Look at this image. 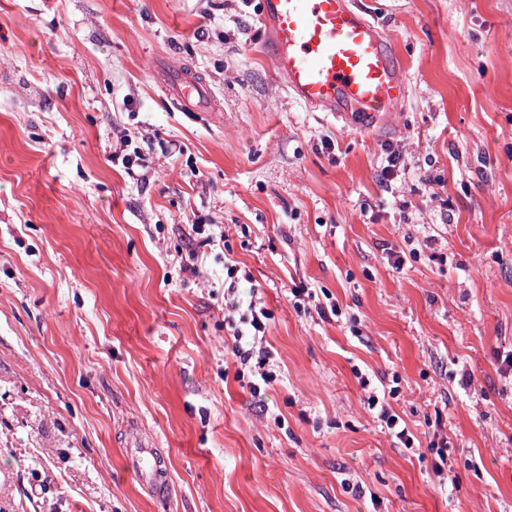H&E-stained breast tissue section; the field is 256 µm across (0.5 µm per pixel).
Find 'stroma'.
<instances>
[{"mask_svg":"<svg viewBox=\"0 0 512 512\" xmlns=\"http://www.w3.org/2000/svg\"><path fill=\"white\" fill-rule=\"evenodd\" d=\"M361 2L408 81L371 137L290 97L257 5L0 0V512H512V0ZM198 219L224 244L195 276ZM228 257L274 314L261 401L224 347ZM300 284L339 315L296 312ZM169 93L179 103L182 109H194L205 101H211L209 89L194 81H189L180 69H173L168 74ZM125 147L122 149L121 152L126 151V153L122 154H113L112 155V161L113 163L115 161L119 162V159L121 158V164L126 169L127 174L134 178L135 176H140L138 174V168L143 167V158H142V152L138 146L132 147V139L129 137V140H126ZM130 147V148H128ZM368 408L374 410L378 407V418L385 424L390 435L394 437L404 448L412 449L414 444V436L408 429L404 420L393 413L385 402V392L382 400L378 395H370L367 398ZM156 445L146 444L136 439L128 444L127 460L130 470L151 492L160 494L168 489L163 471V462Z\"/></svg>","mask_w":512,"mask_h":512,"instance_id":"obj_1","label":"stroma"}]
</instances>
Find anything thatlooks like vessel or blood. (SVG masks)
<instances>
[{
    "label": "vessel or blood",
    "instance_id": "b4317fda",
    "mask_svg": "<svg viewBox=\"0 0 512 512\" xmlns=\"http://www.w3.org/2000/svg\"><path fill=\"white\" fill-rule=\"evenodd\" d=\"M273 66L291 98L306 110L333 117L344 129L375 133L407 97V79L389 37L356 0H260ZM181 108L210 100L209 89L180 69L168 74ZM130 470L151 492L168 489L154 445L127 448Z\"/></svg>",
    "mask_w": 512,
    "mask_h": 512
}]
</instances>
